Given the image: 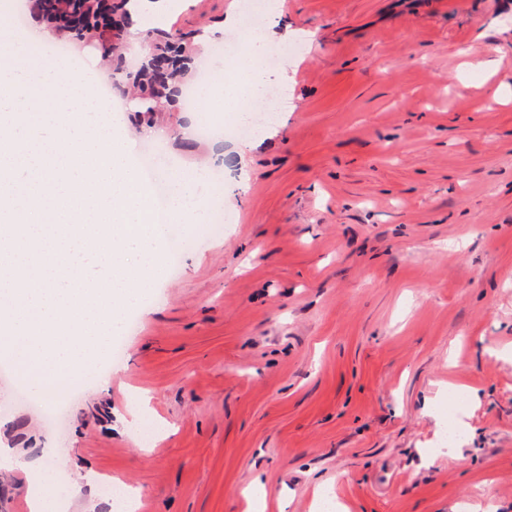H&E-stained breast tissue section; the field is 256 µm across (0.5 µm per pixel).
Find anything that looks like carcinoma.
Segmentation results:
<instances>
[{"mask_svg":"<svg viewBox=\"0 0 512 512\" xmlns=\"http://www.w3.org/2000/svg\"><path fill=\"white\" fill-rule=\"evenodd\" d=\"M132 0H35V7L62 35L95 45L115 73L123 71L124 32L131 23ZM201 35L195 32L146 33L148 51L140 69L127 76L137 90L140 123L149 124L163 104L175 102L174 93L192 77V60Z\"/></svg>","mask_w":512,"mask_h":512,"instance_id":"1","label":"carcinoma"}]
</instances>
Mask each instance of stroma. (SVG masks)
Returning <instances> with one entry per match:
<instances>
[{
	"label": "stroma",
	"mask_w": 512,
	"mask_h": 512,
	"mask_svg": "<svg viewBox=\"0 0 512 512\" xmlns=\"http://www.w3.org/2000/svg\"><path fill=\"white\" fill-rule=\"evenodd\" d=\"M163 2L138 23L287 31V104L160 143L184 171L213 147L224 235L185 226L97 364L109 390L41 403L0 352V428L37 467L52 442L57 486L139 488L138 512H247L258 474L266 512H317L323 487L337 512H512V0ZM1 19L55 56L29 0ZM142 397L148 442L123 422Z\"/></svg>",
	"instance_id": "obj_1"
}]
</instances>
